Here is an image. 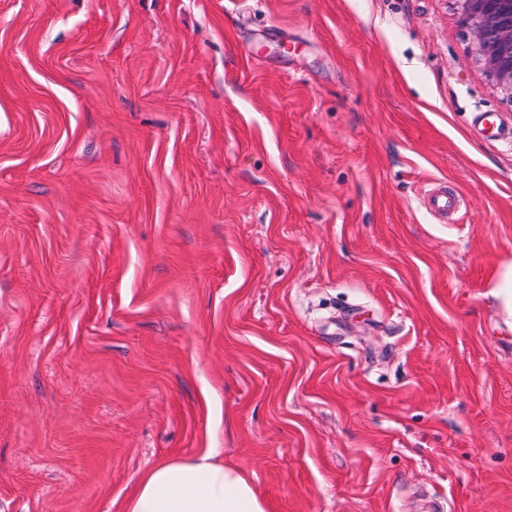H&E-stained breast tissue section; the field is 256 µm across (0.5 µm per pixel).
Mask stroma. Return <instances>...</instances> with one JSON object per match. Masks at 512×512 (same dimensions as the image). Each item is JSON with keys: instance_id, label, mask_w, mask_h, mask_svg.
<instances>
[{"instance_id": "obj_1", "label": "stroma", "mask_w": 512, "mask_h": 512, "mask_svg": "<svg viewBox=\"0 0 512 512\" xmlns=\"http://www.w3.org/2000/svg\"><path fill=\"white\" fill-rule=\"evenodd\" d=\"M477 112L455 0H0V504L218 448L275 512H512ZM423 205L426 210L446 216L458 211L461 207V201L452 195L448 196L447 190L433 188L424 197Z\"/></svg>"}]
</instances>
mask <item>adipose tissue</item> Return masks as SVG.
<instances>
[{"instance_id": "adipose-tissue-1", "label": "adipose tissue", "mask_w": 512, "mask_h": 512, "mask_svg": "<svg viewBox=\"0 0 512 512\" xmlns=\"http://www.w3.org/2000/svg\"><path fill=\"white\" fill-rule=\"evenodd\" d=\"M220 449L149 468L120 512H272L245 471L220 461Z\"/></svg>"}]
</instances>
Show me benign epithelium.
Returning a JSON list of instances; mask_svg holds the SVG:
<instances>
[{
    "mask_svg": "<svg viewBox=\"0 0 512 512\" xmlns=\"http://www.w3.org/2000/svg\"><path fill=\"white\" fill-rule=\"evenodd\" d=\"M486 76L512 96V0H457Z\"/></svg>",
    "mask_w": 512,
    "mask_h": 512,
    "instance_id": "benign-epithelium-1",
    "label": "benign epithelium"
}]
</instances>
